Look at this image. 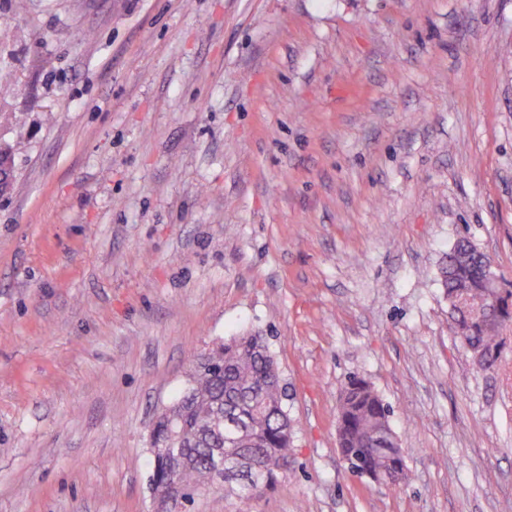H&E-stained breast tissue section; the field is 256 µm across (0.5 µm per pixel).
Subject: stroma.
Returning a JSON list of instances; mask_svg holds the SVG:
<instances>
[{"instance_id":"1","label":"stroma","mask_w":512,"mask_h":512,"mask_svg":"<svg viewBox=\"0 0 512 512\" xmlns=\"http://www.w3.org/2000/svg\"><path fill=\"white\" fill-rule=\"evenodd\" d=\"M2 83L0 512H152L154 417L253 331L292 463L191 512H512V322L480 371L440 281L465 239L512 291V0H0ZM389 416L373 388L364 379L351 377L338 410L337 444L353 476L378 484L390 479L389 487H398L408 473L401 450L389 438L394 432Z\"/></svg>"}]
</instances>
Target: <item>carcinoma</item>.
Wrapping results in <instances>:
<instances>
[{"label":"carcinoma","mask_w":512,"mask_h":512,"mask_svg":"<svg viewBox=\"0 0 512 512\" xmlns=\"http://www.w3.org/2000/svg\"><path fill=\"white\" fill-rule=\"evenodd\" d=\"M468 252L462 243L448 254L443 271L447 296L463 289L470 296L481 291L489 257L462 263L457 255ZM463 345L480 354L476 366L494 369L500 358L496 322L473 327L455 317ZM209 368L190 389L182 392L181 427L185 432L177 466L184 485L180 508L194 501L198 489L210 478L212 450L225 447L224 424L230 418L245 434L235 446L236 463L263 472L261 488L271 486L277 474L290 465L293 424L285 410L280 373L266 338L259 333L234 336L207 356ZM390 411L362 378L351 377L338 410L337 444L347 459L348 471L373 482L389 481L398 487L408 478L403 454L389 438Z\"/></svg>","instance_id":"cac0c4a2"}]
</instances>
